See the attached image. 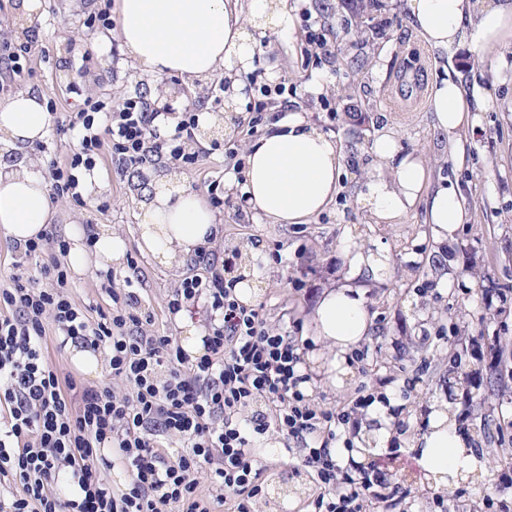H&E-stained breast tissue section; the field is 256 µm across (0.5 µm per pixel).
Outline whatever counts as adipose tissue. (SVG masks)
<instances>
[{
  "label": "adipose tissue",
  "mask_w": 512,
  "mask_h": 512,
  "mask_svg": "<svg viewBox=\"0 0 512 512\" xmlns=\"http://www.w3.org/2000/svg\"><path fill=\"white\" fill-rule=\"evenodd\" d=\"M413 25L431 47L448 51L468 44L475 53L512 39V0L479 6L478 0H407ZM295 27L288 0H120L119 37L127 56L146 74H174L202 79L225 68L234 71L232 94L245 78L260 49L256 33H291ZM478 89L445 76L430 88V110L451 142L457 162L467 147L461 128L473 125ZM51 124L41 95L20 90L0 102V231L18 243L42 233L54 218L49 185L33 163L5 158L44 138ZM373 150L393 161L390 173L373 174L360 198L378 223L391 224L427 201V222L445 239L467 223L463 196L453 186L427 191L421 160L396 159L394 133L380 134ZM343 162L339 144L300 114L288 115L276 129L247 146L245 192L266 223L306 224L335 198ZM216 218L203 195L176 183L160 181L145 203L139 224V247L158 264L180 266L207 247ZM73 246L69 265L75 273L110 269L124 255L125 243L109 230L97 232L92 246L83 228L69 227ZM314 334L329 354V381L347 371V355L367 336L370 321L358 290L345 286L325 292L313 316ZM420 458L436 484L468 465L466 443L442 418H435L422 438Z\"/></svg>",
  "instance_id": "adipose-tissue-1"
}]
</instances>
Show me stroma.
<instances>
[{"label": "stroma", "instance_id": "35a3bbf8", "mask_svg": "<svg viewBox=\"0 0 512 512\" xmlns=\"http://www.w3.org/2000/svg\"><path fill=\"white\" fill-rule=\"evenodd\" d=\"M372 13L376 34L367 41L354 39L347 30L353 19L348 0H288L296 20L288 36H273L270 45L254 59L253 72L269 83L280 81L296 89L291 97L297 112L333 136L344 151L345 162L339 192L321 215L308 224H267L252 209H240L242 178H231L230 152H243L254 135L236 124L244 113L253 87H246L236 106L225 96L228 72L221 69L204 80L188 83L176 75H142L123 54L118 33L100 40L84 20L96 0H48L44 14L22 22L15 0H0V36L13 38L19 26L37 35L40 44L27 60L21 76H0V100L29 89L55 101L53 119L82 108L87 98L116 100L132 92L161 96L168 112L195 105L198 111L223 117L224 130L205 141L191 139L200 161L188 169L162 160L150 166L145 178H124L113 173L110 159L98 161L107 184L95 200L74 202L55 199L52 231L66 236L70 224L109 227L125 242V254L137 260V270L113 265L117 278L132 277L142 307L152 314V329L179 335L166 304L181 279L195 274L194 262L180 268L159 265L138 246L139 205L149 201L161 175L177 173L192 187L209 192L221 186L229 202L217 211L219 237L214 246L221 253L241 249L249 257L248 270L259 275L256 301L275 327L296 329L300 341L313 338L312 318L325 291L343 286L349 269L343 259L346 242L376 251L385 250L389 270L380 279L354 281L371 321L363 340L368 362L380 373L398 378L423 367V379L410 396L399 387L387 395L392 404H405L410 423L399 450L388 449L379 429H391L384 408L370 410L356 442L361 459L386 455L395 482L417 488L412 512H437V492L420 491L425 472L419 462V439L424 432L417 422L421 406L430 413L454 417L456 375L446 346L434 342L438 330L456 336H512V311L483 314L474 292L487 283L512 289V44H503L477 55L468 46L454 52V66L467 83L486 90L476 114L477 129H463L461 137L472 143L466 165L455 167L448 140L435 128L429 111V91L440 71L437 51L429 47L412 25L406 0H380ZM325 26L335 35L338 58L313 63L306 21ZM392 129L398 135L400 157L422 158L429 184L448 178L460 184L469 207L468 223L452 237L435 239L427 222L425 201L394 224H377L357 200L374 169L390 170L373 152L379 132ZM405 249H398L399 241ZM75 300L83 305L110 310L112 293L96 269L69 274ZM481 406L473 412V442L486 445L496 434L500 418L512 419V380L485 376L478 392ZM259 465L265 466L266 501L260 512H302L314 493L299 480V493L274 498L278 477H289V457L280 438L269 435L262 443Z\"/></svg>", "mask_w": 512, "mask_h": 512}]
</instances>
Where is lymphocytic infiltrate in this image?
<instances>
[{
    "instance_id": "obj_1",
    "label": "lymphocytic infiltrate",
    "mask_w": 512,
    "mask_h": 512,
    "mask_svg": "<svg viewBox=\"0 0 512 512\" xmlns=\"http://www.w3.org/2000/svg\"><path fill=\"white\" fill-rule=\"evenodd\" d=\"M285 83L263 85L248 112L250 131L280 121L288 112ZM140 95L113 106L86 99L64 113L57 129L78 146L50 166L52 196L76 195L79 176L109 155L117 176L165 158L195 167L199 155L174 148L192 136L198 114L184 108L171 135ZM25 258L49 255L32 275L16 262L0 289V512H255L263 471L256 468V441L275 430L292 445L316 493L305 512H409V490L393 484L380 460L343 459L369 410L382 406L403 428L399 407L385 389L389 377L359 385L343 403L321 406L312 395L305 348L297 337L270 326L258 308L235 293L231 258L203 251L194 262L202 274L185 277L167 302L169 314L204 306L205 352L192 359L175 337L150 331L135 292L113 294L111 312L92 315L68 291L59 261L66 240L53 232L20 247ZM74 345L104 352L112 380L78 385L46 355ZM448 352H466L482 372H499L505 349L490 336H451ZM499 457L491 489L480 498L457 492L448 512H512V430L497 433ZM111 444L129 482L112 491L98 466L101 445ZM209 468L214 494L199 490L197 473ZM21 493L2 492L6 481Z\"/></svg>"
}]
</instances>
